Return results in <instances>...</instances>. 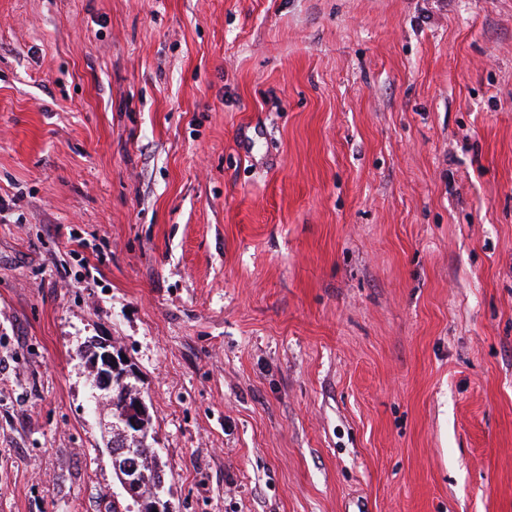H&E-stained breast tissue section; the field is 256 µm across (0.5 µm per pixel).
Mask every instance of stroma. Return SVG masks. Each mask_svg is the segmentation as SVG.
Returning <instances> with one entry per match:
<instances>
[{
	"mask_svg": "<svg viewBox=\"0 0 512 512\" xmlns=\"http://www.w3.org/2000/svg\"><path fill=\"white\" fill-rule=\"evenodd\" d=\"M0 512H512V0H0ZM90 340L92 343L91 350L95 354L93 363L98 373L96 386L100 390L107 392L110 396L109 409L112 415V443L110 446L112 469L116 476H118V471L124 473L125 467H132L127 468L125 470V474L119 472V479L125 489L124 492L132 500V505L137 506L136 512H153L149 510L153 501L149 500V497L145 498V500L142 499L146 493L149 495L152 494L151 489L157 486L156 479L159 481L162 477L164 479L165 472L162 469L159 456L155 452L154 448H152L148 443L149 431L151 428V416L148 411L137 416V421L141 423V427L139 429L131 427V429L138 433V437L132 434L124 435L125 428L129 423L122 419H126L127 416L133 414L134 411L126 406L124 402H121L119 406V413L122 414V419H120L112 407V404H114V407L116 408V404L119 403L117 398H114V400L112 399V389H114L118 384L120 386L126 384V380L130 376L128 361L124 362V359L126 358L122 351L119 353L118 351L112 350V345L108 340L99 336H95ZM112 359H115V362H112ZM87 361L93 368L91 360L87 359ZM122 368H124V370H122ZM121 448H128L129 451L115 454V452ZM131 449L132 451H130ZM134 468L147 473L151 486L149 488V484L146 483L144 484L143 491H139L136 494H130L127 492L130 487L136 488L137 490H139L140 486L143 487V481L141 480L142 477ZM163 479L162 484L157 486L159 491L162 490L164 485Z\"/></svg>",
	"mask_w": 512,
	"mask_h": 512,
	"instance_id": "1",
	"label": "stroma"
}]
</instances>
